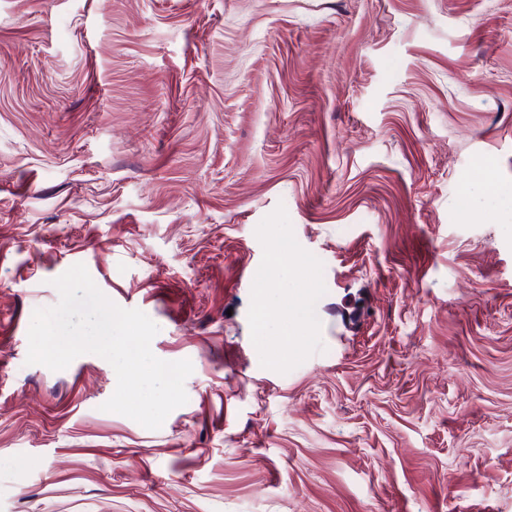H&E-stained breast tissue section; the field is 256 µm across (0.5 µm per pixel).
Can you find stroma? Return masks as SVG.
<instances>
[{
    "label": "stroma",
    "mask_w": 512,
    "mask_h": 512,
    "mask_svg": "<svg viewBox=\"0 0 512 512\" xmlns=\"http://www.w3.org/2000/svg\"><path fill=\"white\" fill-rule=\"evenodd\" d=\"M511 191L512 0H0V512H512ZM78 263L159 429L26 362Z\"/></svg>",
    "instance_id": "stroma-1"
}]
</instances>
